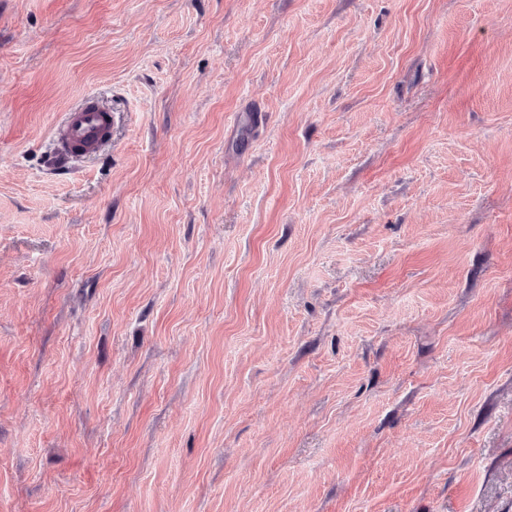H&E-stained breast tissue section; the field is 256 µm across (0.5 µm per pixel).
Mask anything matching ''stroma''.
Returning a JSON list of instances; mask_svg holds the SVG:
<instances>
[{
	"mask_svg": "<svg viewBox=\"0 0 512 512\" xmlns=\"http://www.w3.org/2000/svg\"><path fill=\"white\" fill-rule=\"evenodd\" d=\"M0 512H512V0H0ZM76 107L66 113L56 133L54 160L57 164L72 163L73 158L97 152L111 137L112 113L104 107Z\"/></svg>",
	"mask_w": 512,
	"mask_h": 512,
	"instance_id": "stroma-1",
	"label": "stroma"
}]
</instances>
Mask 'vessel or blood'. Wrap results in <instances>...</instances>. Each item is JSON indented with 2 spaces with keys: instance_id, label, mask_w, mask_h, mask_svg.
<instances>
[{
  "instance_id": "1",
  "label": "vessel or blood",
  "mask_w": 512,
  "mask_h": 512,
  "mask_svg": "<svg viewBox=\"0 0 512 512\" xmlns=\"http://www.w3.org/2000/svg\"><path fill=\"white\" fill-rule=\"evenodd\" d=\"M111 131L112 114L106 108L84 105L71 109L56 133L55 162L66 165L75 157L97 152Z\"/></svg>"
}]
</instances>
